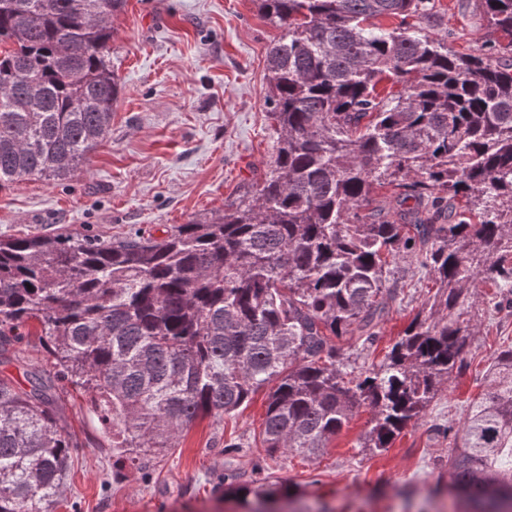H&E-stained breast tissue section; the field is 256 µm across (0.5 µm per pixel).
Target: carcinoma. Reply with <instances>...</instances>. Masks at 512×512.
Listing matches in <instances>:
<instances>
[{"label": "carcinoma", "mask_w": 512, "mask_h": 512, "mask_svg": "<svg viewBox=\"0 0 512 512\" xmlns=\"http://www.w3.org/2000/svg\"><path fill=\"white\" fill-rule=\"evenodd\" d=\"M126 2L0 0V189L66 177L104 141ZM255 2L279 31L266 53L275 145L256 180L161 237L0 236V356L36 322L55 368H27L26 388L0 376V512H46L64 492L77 441L57 411L62 381L139 469L261 388L270 453L318 454L361 407L358 447L382 452L425 418L482 318L512 306V63L449 49L432 0ZM477 8L512 39V0ZM384 188L395 206L372 208ZM407 258L432 286L358 372ZM481 284L497 289L484 308ZM485 380L448 426L447 488L469 512H512V345ZM220 485L252 512L301 494L236 471Z\"/></svg>", "instance_id": "cac0c4a2"}]
</instances>
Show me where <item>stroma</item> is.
<instances>
[{
  "label": "stroma",
  "mask_w": 512,
  "mask_h": 512,
  "mask_svg": "<svg viewBox=\"0 0 512 512\" xmlns=\"http://www.w3.org/2000/svg\"><path fill=\"white\" fill-rule=\"evenodd\" d=\"M475 2L435 0L449 46L512 60L506 39L488 28ZM113 26L122 92L109 134L66 179L0 189V236L79 231L118 239L141 230L159 237L166 226L222 209L271 155L266 48L277 31L253 0H127ZM398 267L412 282L358 365L379 362L425 298L426 281L414 264ZM508 344L506 306L485 320L426 418L381 453L357 446L371 418L363 407L320 457H269L259 436L266 400L260 391L234 417L197 421L178 448L137 469L113 456L86 394L67 386L58 410L78 446L51 512H235L218 479L257 463L275 481L300 484L310 512H465V504L434 491L451 453L443 430L463 422L497 348Z\"/></svg>",
  "instance_id": "stroma-1"
}]
</instances>
